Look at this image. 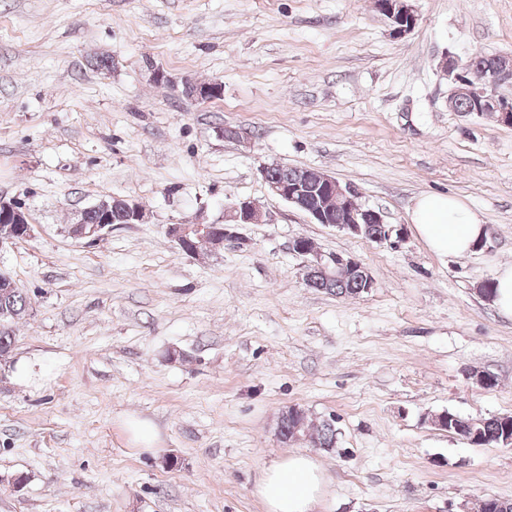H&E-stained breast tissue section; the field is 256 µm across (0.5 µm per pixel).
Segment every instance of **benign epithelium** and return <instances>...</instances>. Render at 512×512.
Listing matches in <instances>:
<instances>
[{
	"label": "benign epithelium",
	"mask_w": 512,
	"mask_h": 512,
	"mask_svg": "<svg viewBox=\"0 0 512 512\" xmlns=\"http://www.w3.org/2000/svg\"><path fill=\"white\" fill-rule=\"evenodd\" d=\"M376 8L391 22L393 32L399 36L409 33L417 22V15L409 0H375ZM484 65L476 70V58L468 64L470 72L476 73L473 79L455 71V63L446 58L442 69L451 78L453 90L448 97V107L455 109L456 99L469 98L475 104V112L492 111L498 113L500 122L512 125V101L498 94V87L512 81V56H482ZM182 93L200 101H210L222 94V84H187ZM270 192L305 212L316 224H329L328 213L332 204L341 202L348 214L345 224L338 228L354 236L366 234L369 224L384 223L383 215L372 208L358 203V192L350 185H343L329 174L310 169L293 183H268ZM122 207L130 224H142L146 220V209L132 198L102 199L91 206L99 217L95 224L86 223V210L74 214V220L68 226V234L76 239H99L112 229V209ZM263 221L261 211L249 200L240 199L226 207L224 222H206L200 220L194 224H170L166 227L167 236L189 255L196 254L199 242H206L210 251L217 253L224 249V242L234 238L232 226L235 224H260ZM34 224L30 214L15 201L0 200V249L7 244L30 238ZM292 251L304 259V272L319 274L326 279H339L349 275H358L365 281L364 290L375 287V281L363 263L351 256L340 253L325 254L310 251L298 237L292 243Z\"/></svg>",
	"instance_id": "obj_1"
}]
</instances>
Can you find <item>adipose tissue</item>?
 I'll return each instance as SVG.
<instances>
[{
	"mask_svg": "<svg viewBox=\"0 0 512 512\" xmlns=\"http://www.w3.org/2000/svg\"><path fill=\"white\" fill-rule=\"evenodd\" d=\"M416 235L441 257L462 258L483 242L486 229L461 199L421 195L409 213ZM323 474L309 454L293 452L266 467L255 486L265 512H316L322 501Z\"/></svg>",
	"mask_w": 512,
	"mask_h": 512,
	"instance_id": "obj_1",
	"label": "adipose tissue"
}]
</instances>
